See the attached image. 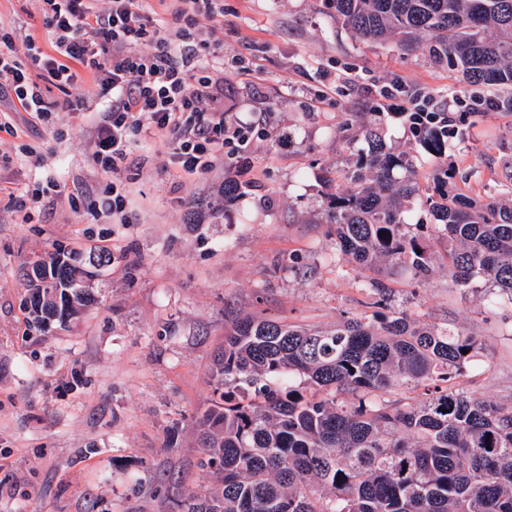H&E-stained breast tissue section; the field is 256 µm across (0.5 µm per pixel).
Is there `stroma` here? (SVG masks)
<instances>
[{"label": "stroma", "mask_w": 512, "mask_h": 512, "mask_svg": "<svg viewBox=\"0 0 512 512\" xmlns=\"http://www.w3.org/2000/svg\"><path fill=\"white\" fill-rule=\"evenodd\" d=\"M34 10V0H0V26L47 45ZM224 69L226 115L270 131L229 202V167L185 174L158 139H137L117 174L94 168L86 112L0 131L11 158L0 171V512H174L177 492L203 489L195 421L211 404L213 354L246 313L326 328L403 311L464 332L480 351L457 386L512 406V303L457 285L441 239L431 241L436 271L420 282L385 263L345 262L326 222V197L346 191L370 123L392 151L412 153L432 188L437 160L384 109L380 91L398 78L445 104L499 100L496 111H467L463 139L445 153L459 192L503 197L512 87L469 85L425 50L359 40L324 0H224ZM48 176L78 205L54 196L24 219L12 196ZM116 177L136 223H113L95 204L94 189ZM102 249L112 263L94 282L99 303L40 330L20 268L55 250Z\"/></svg>", "instance_id": "1"}]
</instances>
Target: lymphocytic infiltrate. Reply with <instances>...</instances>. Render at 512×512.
Here are the masks:
<instances>
[{
    "mask_svg": "<svg viewBox=\"0 0 512 512\" xmlns=\"http://www.w3.org/2000/svg\"><path fill=\"white\" fill-rule=\"evenodd\" d=\"M50 48L17 43L0 28V130L23 112L34 125L56 112H82L76 88L90 75L103 101L94 122V167L116 173L135 136L162 139L168 161L185 173L217 162L246 165L252 122L227 120L224 100V0H36ZM56 88L58 97L48 95ZM387 109L409 129L448 135V114L430 96L415 98L402 81L383 92Z\"/></svg>",
    "mask_w": 512,
    "mask_h": 512,
    "instance_id": "f902f5d3",
    "label": "lymphocytic infiltrate"
}]
</instances>
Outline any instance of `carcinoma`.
I'll use <instances>...</instances> for the list:
<instances>
[{"label":"carcinoma","mask_w":512,"mask_h":512,"mask_svg":"<svg viewBox=\"0 0 512 512\" xmlns=\"http://www.w3.org/2000/svg\"><path fill=\"white\" fill-rule=\"evenodd\" d=\"M325 2L362 40L393 39L406 53L423 46L468 84L512 86V0ZM364 137L349 189L327 198L337 249L359 267L394 261L425 281L434 271L427 225L407 224L401 210L422 193L412 160L373 127ZM417 143L445 151L430 130ZM450 179L446 167L434 174L425 207L448 240L455 281L512 303V208L454 193ZM58 256L79 262L57 251L25 271L41 327L73 302H96ZM477 349L473 337L404 312L324 329L238 319L213 357L212 404L197 421L211 481L175 499L176 512H512V408L450 385ZM422 386L420 400L385 399Z\"/></svg>","instance_id":"obj_1"}]
</instances>
